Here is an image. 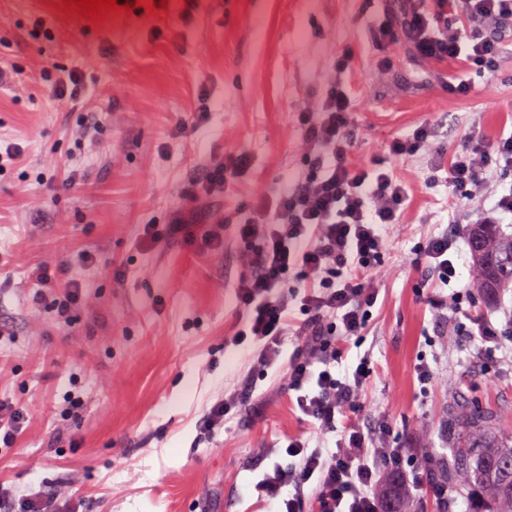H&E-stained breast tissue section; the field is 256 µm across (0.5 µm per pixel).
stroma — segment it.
Masks as SVG:
<instances>
[{"label":"stroma","mask_w":512,"mask_h":512,"mask_svg":"<svg viewBox=\"0 0 512 512\" xmlns=\"http://www.w3.org/2000/svg\"><path fill=\"white\" fill-rule=\"evenodd\" d=\"M60 0H0V149L21 146L0 168V401L25 408L16 443L0 447V491L58 495L54 512H266L255 485L272 448L300 437L335 450L337 437L302 420L286 387L251 368L224 340L238 314L234 283L248 265L234 238L238 210L310 166L302 116L315 110L343 51L358 102L350 159L364 165L422 124L428 153L398 164L409 200L387 231L379 295L365 336L350 339L337 375L367 358L374 373L356 413L377 441L419 461L447 457L449 401L492 405L512 428V339L459 333L426 299L435 288L416 249L451 232L447 182L431 166L474 132L512 133V55L476 82L448 92L439 75L462 62L423 61L406 44L389 52L370 30L394 0H197L66 16ZM390 57L389 68L379 65ZM82 78L84 106L59 100V79ZM247 154L251 168L223 196L185 195L210 162ZM76 178L62 189L58 177ZM181 213L193 243L139 238L142 225ZM224 250L208 251L213 224ZM456 260L472 321H505L512 290L488 301ZM47 265L56 285L40 286ZM82 286L69 324L55 304ZM434 372L421 384L415 368ZM250 375L251 399L214 432L199 419Z\"/></svg>","instance_id":"35a3bbf8"}]
</instances>
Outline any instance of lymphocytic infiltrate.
<instances>
[{"instance_id":"obj_1","label":"lymphocytic infiltrate","mask_w":512,"mask_h":512,"mask_svg":"<svg viewBox=\"0 0 512 512\" xmlns=\"http://www.w3.org/2000/svg\"><path fill=\"white\" fill-rule=\"evenodd\" d=\"M507 21L512 0H403L401 13L381 19L371 37L381 47L406 42L426 60H464L469 76L445 79L450 93L464 97L473 89L471 74L495 68L502 35L494 26ZM354 112L347 85L328 84L316 115L304 119L312 152L307 173L235 224L236 239L250 249L251 270L235 285L239 324L229 342L253 366L275 369L301 414L338 436L329 453L289 439L290 464H274L257 483L273 512H304L311 497L319 512H378L383 468L397 481L409 480L403 452L373 443L353 419L373 374L369 361L344 378L334 368L344 339L366 332L378 297L367 276L378 270L385 230L400 223L408 197L392 162L424 150L432 131L419 126L390 143L388 159L355 166L346 135ZM249 168V157L238 155L190 179L186 191L224 192ZM447 179L458 202L453 221L464 223L480 188L512 179V135L490 145L468 137L449 161ZM457 242L445 234L428 237L419 256L431 281L449 289L431 296V308L458 324L468 311L452 287Z\"/></svg>"}]
</instances>
